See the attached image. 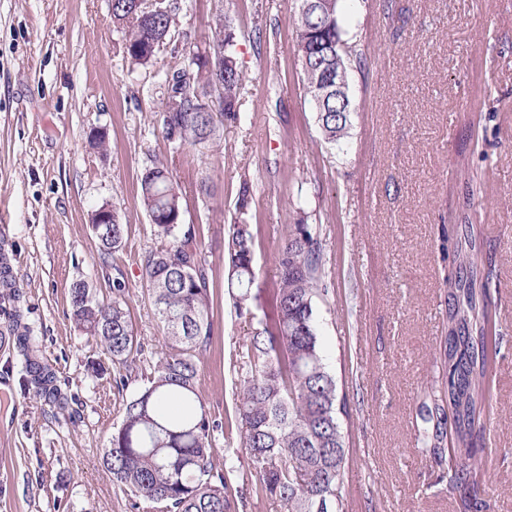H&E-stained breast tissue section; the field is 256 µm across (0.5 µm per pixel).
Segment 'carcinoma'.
<instances>
[{
  "label": "carcinoma",
  "mask_w": 512,
  "mask_h": 512,
  "mask_svg": "<svg viewBox=\"0 0 512 512\" xmlns=\"http://www.w3.org/2000/svg\"><path fill=\"white\" fill-rule=\"evenodd\" d=\"M181 0H165L160 10H148L134 0H115L112 23L123 34L131 63L148 66L172 38ZM342 9H318L293 15L298 54L310 52L311 65L345 75L362 69L360 45L343 39ZM224 18L215 20L205 53H193L167 73L164 101L157 122L165 136L204 154L224 121H235L236 104L246 83ZM222 89L219 112L206 111L201 100L207 87ZM323 140L339 146L351 126L336 91L325 97L316 113ZM252 184L242 177L238 216L229 224L224 247L228 295L235 316L255 320L251 288L259 276L252 225L243 202ZM143 206L160 246L144 258L143 287L152 300L161 336L159 357L150 372L138 371L145 344L136 336L127 306L128 288L112 279V296L99 295L83 282L70 289V316L77 327L111 356L118 377L117 393L132 383L136 394L126 401L119 426L104 449L103 465L112 482L139 508L148 502L157 512H238L247 491L272 502L279 512H346L343 473L348 466L342 420L349 417L346 394L322 355L316 320V300L328 296L322 228L292 224L277 253L276 311L258 321L246 337L235 426L249 455L257 480L254 487L232 486L233 470L220 461L214 432L222 428L212 418L198 387L201 359L214 340L213 292L200 250V229L181 223V196L166 163L153 160L140 178ZM455 238L442 233V252L456 269L448 286V332L440 340L438 376L427 387L419 418L427 424L422 443L437 462L445 459V443L453 435L454 462L448 464L450 486L465 487L472 505L483 485L473 479L477 460L474 438L490 415L487 370L490 342L496 333L491 307L492 271L484 255L481 225L463 217ZM100 258L119 251L125 225L92 227ZM18 307L8 314L19 351L28 353L30 337L22 329ZM27 386L36 396L64 411L68 399L56 385L55 372L27 357Z\"/></svg>",
  "instance_id": "carcinoma-1"
}]
</instances>
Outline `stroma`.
Listing matches in <instances>:
<instances>
[{
	"label": "stroma",
	"instance_id": "1",
	"mask_svg": "<svg viewBox=\"0 0 512 512\" xmlns=\"http://www.w3.org/2000/svg\"><path fill=\"white\" fill-rule=\"evenodd\" d=\"M293 13L294 0H183L174 39L143 68L124 53L110 0H0V247L31 346L79 413L70 423L34 397L23 357L0 347V512H150L131 510L102 467L122 398L110 356L70 318L69 289L82 280L106 291L122 275L144 357L156 361L160 330L142 277L158 241L139 183L154 159L179 187L182 223L201 228L218 338L199 389L218 420L235 413L250 330L231 308L224 268V222L241 178L252 183L257 314L273 311L288 226L321 225L332 287L316 314L323 354L350 399L348 512H463L418 445L414 419L436 375L454 274L438 227L477 215L495 264L499 347L476 512H512V0H350L343 28L368 65L350 74L356 110L341 151L322 139L304 95ZM220 14L246 86L238 120L200 157L174 148L155 115L165 71L207 51ZM96 132L107 134L106 150L92 145ZM466 160L482 181L474 194L459 177ZM104 204L126 226L105 261L91 227Z\"/></svg>",
	"mask_w": 512,
	"mask_h": 512
}]
</instances>
